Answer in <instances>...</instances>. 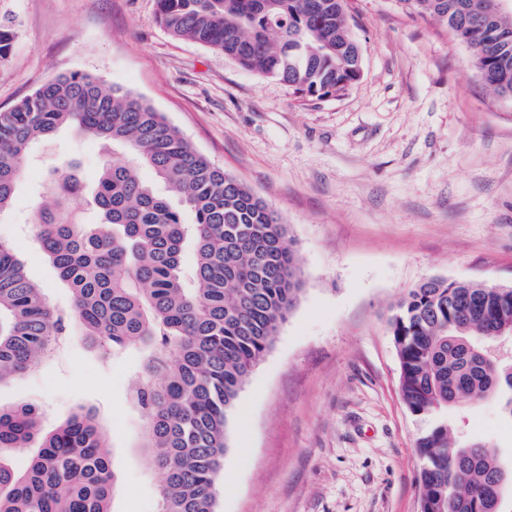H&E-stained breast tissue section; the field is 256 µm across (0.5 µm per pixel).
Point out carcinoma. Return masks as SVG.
Returning <instances> with one entry per match:
<instances>
[{"label": "carcinoma", "mask_w": 512, "mask_h": 512, "mask_svg": "<svg viewBox=\"0 0 512 512\" xmlns=\"http://www.w3.org/2000/svg\"><path fill=\"white\" fill-rule=\"evenodd\" d=\"M400 2L446 24L488 87L512 97V13L465 23L477 0ZM157 15L172 37L310 96L361 76L337 0H157ZM65 127L131 159L101 170L89 225L73 217L81 184L71 163L52 174L55 196L37 211L35 240L69 288V308L52 306L17 247L0 240V384L36 369L75 325L106 354L142 356L127 401L145 420L158 512H215L229 416L303 292L287 225L145 99L84 72L0 111V215L32 148ZM509 326L512 296L482 283L429 277L392 309L402 397L428 423L416 439L422 512H501L512 473L484 442L456 439L448 407L502 397L512 418V363L490 351ZM117 481L109 430L92 411L46 432L35 405L0 406V512H112Z\"/></svg>", "instance_id": "carcinoma-1"}]
</instances>
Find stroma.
<instances>
[{"label": "stroma", "mask_w": 512, "mask_h": 512, "mask_svg": "<svg viewBox=\"0 0 512 512\" xmlns=\"http://www.w3.org/2000/svg\"><path fill=\"white\" fill-rule=\"evenodd\" d=\"M361 79L298 94L223 52L171 37L156 0H0L14 32L0 60V110L72 71L104 77L163 112L215 167L288 227L299 302L239 394L218 512H420L415 441L388 319L428 277L512 287V99L495 94L445 25L400 0H347ZM104 151L76 129L40 142L0 216L52 305L68 288L35 243L36 205L70 160L84 186ZM133 356L104 355L74 330L38 369L0 385V405L38 406L50 430L79 408L110 429L112 512H156L126 397ZM466 439L512 469V418L495 397L449 409Z\"/></svg>", "instance_id": "1"}]
</instances>
